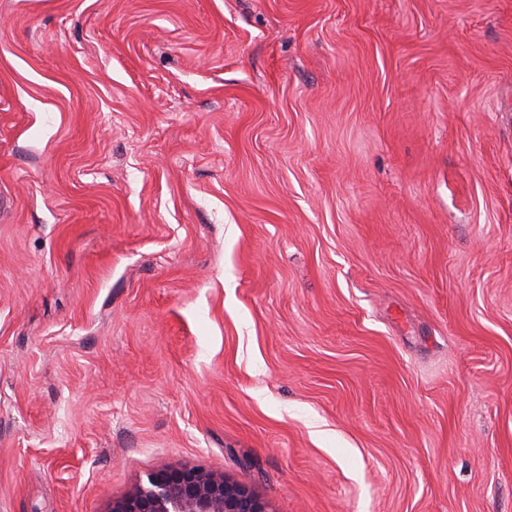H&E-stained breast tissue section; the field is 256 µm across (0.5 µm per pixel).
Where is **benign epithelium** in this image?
Returning a JSON list of instances; mask_svg holds the SVG:
<instances>
[{
	"label": "benign epithelium",
	"mask_w": 512,
	"mask_h": 512,
	"mask_svg": "<svg viewBox=\"0 0 512 512\" xmlns=\"http://www.w3.org/2000/svg\"><path fill=\"white\" fill-rule=\"evenodd\" d=\"M110 512H270L268 503L224 473L203 468L162 469L147 475Z\"/></svg>",
	"instance_id": "benign-epithelium-1"
}]
</instances>
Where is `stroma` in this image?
<instances>
[{
    "mask_svg": "<svg viewBox=\"0 0 512 512\" xmlns=\"http://www.w3.org/2000/svg\"><path fill=\"white\" fill-rule=\"evenodd\" d=\"M194 466L512 512V0H0V512Z\"/></svg>",
    "mask_w": 512,
    "mask_h": 512,
    "instance_id": "1",
    "label": "stroma"
}]
</instances>
